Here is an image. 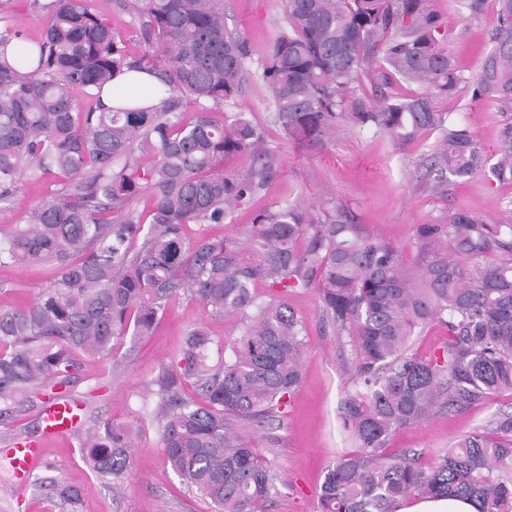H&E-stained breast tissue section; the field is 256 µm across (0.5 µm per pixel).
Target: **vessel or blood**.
Masks as SVG:
<instances>
[{
  "label": "vessel or blood",
  "instance_id": "vessel-or-blood-1",
  "mask_svg": "<svg viewBox=\"0 0 512 512\" xmlns=\"http://www.w3.org/2000/svg\"><path fill=\"white\" fill-rule=\"evenodd\" d=\"M83 424V412L76 402L69 399L48 401L40 413L38 436L23 435L13 443L10 454L13 472L23 477L31 476L42 463L43 442L76 433Z\"/></svg>",
  "mask_w": 512,
  "mask_h": 512
}]
</instances>
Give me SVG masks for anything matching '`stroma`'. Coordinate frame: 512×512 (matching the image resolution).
<instances>
[{"instance_id": "1", "label": "stroma", "mask_w": 512, "mask_h": 512, "mask_svg": "<svg viewBox=\"0 0 512 512\" xmlns=\"http://www.w3.org/2000/svg\"><path fill=\"white\" fill-rule=\"evenodd\" d=\"M87 4L122 34L129 54L139 53V18L124 0H87ZM435 6L448 34L451 55L464 76H473L495 45L496 0H481L474 13L454 9L448 0H435ZM285 11V0H224L227 28L242 32L257 56L283 23ZM5 25L21 29L32 39L44 34V17L32 0H0V26ZM266 97L263 86L250 83L225 110L248 113L264 130L268 144L281 152L282 173L250 209L240 213L236 223L215 226V233L237 236L255 212L282 200L306 205L332 201L363 232L412 256L417 225L446 223L449 212L458 208L495 224L501 219V198L512 196V183L499 182L487 171L451 181L447 196L433 194L425 169L416 165L433 143L429 137L400 146L368 130L344 128L324 143L286 141L271 120ZM435 103L449 113L452 122L469 129L486 157L495 158L500 131L512 121V111L492 101L473 100L466 86L454 95L436 96ZM57 187L53 175L38 182L20 180L14 203L0 209V228L25 223L28 210ZM49 278L45 264L0 267V307L32 302ZM288 303L304 324L302 383L273 421L250 426L247 432L253 448L279 476L278 494L264 502L260 512H318L317 495L327 468L339 456L356 450L341 415L344 395L354 387L348 367L350 347L323 322L316 290L291 292ZM199 324L206 325L224 349L231 348L240 334L236 321L211 318L200 302L182 296L166 311L154 335L125 337L112 360L80 357L78 369L62 386L81 404L85 430H94L108 419L136 428L124 497L114 498L111 481L88 467L74 436L49 443L43 465L25 486H18L9 451L16 436L38 430L46 398L36 395L14 420L0 424V512H60L54 496L58 484L79 490L77 512H213L212 504L188 491L165 464L158 429L149 417L151 404L142 396L144 386L160 368L175 361L187 330ZM503 411L512 412V393L496 394L468 410L440 413L397 430L387 450L416 453L419 464L428 466L440 451L453 447L468 432L483 430Z\"/></svg>"}]
</instances>
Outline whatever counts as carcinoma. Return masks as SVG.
Instances as JSON below:
<instances>
[{
  "instance_id": "cac0c4a2",
  "label": "carcinoma",
  "mask_w": 512,
  "mask_h": 512,
  "mask_svg": "<svg viewBox=\"0 0 512 512\" xmlns=\"http://www.w3.org/2000/svg\"><path fill=\"white\" fill-rule=\"evenodd\" d=\"M33 2L45 18L42 40L0 27V208L23 176L61 182L27 223L0 231L1 267L42 263L53 272L32 303L0 308V423L64 380L76 354L113 356L188 295L214 317L239 319L240 335L231 356L214 361L213 337L194 326L176 364L146 387L165 462L217 512H257L278 478L240 428L275 417L298 388L303 325L287 298L314 288L323 320L351 348L355 388L342 418L358 447L327 470L320 512H396L412 497L458 496L479 512H512V413L427 468L406 452L385 453L399 428L512 392V197L501 202L503 223L457 209L446 224L417 225L412 263L336 205L315 217L277 203L246 225L243 242L185 234L189 224L232 223L280 176V153L264 132L244 113L224 112L251 81L266 87L287 140L323 142L343 127L396 144L437 134L424 166L432 192L447 195L449 177L466 179L485 159L434 97L467 84L473 99L512 109V0H497L495 47L470 79L448 51L433 0H286L285 21L254 67L246 38L224 24V0H141L133 9L142 49L133 56L84 0ZM129 71L155 82L112 86ZM363 78L419 89L371 100ZM237 155L249 164L224 171ZM491 172L512 182V122ZM145 189L155 200L147 219L132 208ZM258 280L268 284L266 299L254 294ZM432 324L448 332L444 344L427 357L409 352L411 336ZM188 380L202 400L184 395ZM131 436L130 426L105 421L82 437L86 462L112 477L117 495L131 471Z\"/></svg>"
}]
</instances>
